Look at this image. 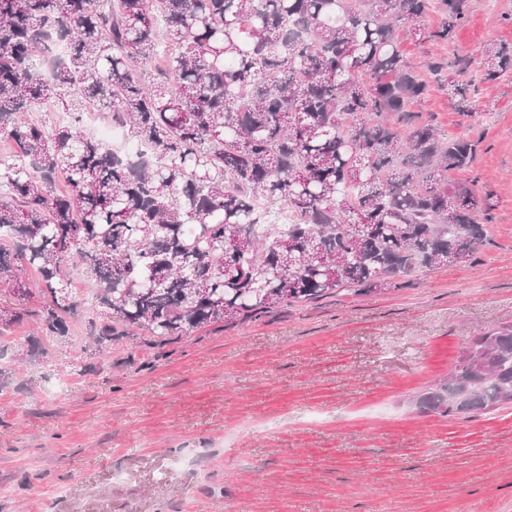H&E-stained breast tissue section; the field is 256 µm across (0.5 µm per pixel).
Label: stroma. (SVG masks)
I'll return each mask as SVG.
<instances>
[{"instance_id": "obj_1", "label": "stroma", "mask_w": 512, "mask_h": 512, "mask_svg": "<svg viewBox=\"0 0 512 512\" xmlns=\"http://www.w3.org/2000/svg\"><path fill=\"white\" fill-rule=\"evenodd\" d=\"M512 45V0H470L454 48ZM431 85L422 119L479 140L459 173L489 195L476 265L371 296H326L227 327L104 344L92 288L72 280L66 336L25 319L0 338V512H512V410L416 413L474 336L512 322V80L475 108Z\"/></svg>"}]
</instances>
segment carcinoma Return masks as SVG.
<instances>
[{"instance_id": "obj_1", "label": "carcinoma", "mask_w": 512, "mask_h": 512, "mask_svg": "<svg viewBox=\"0 0 512 512\" xmlns=\"http://www.w3.org/2000/svg\"><path fill=\"white\" fill-rule=\"evenodd\" d=\"M469 0H0V296L31 270L65 336L76 263L104 313L99 344L243 324L330 294H381L421 270L472 264L488 238L469 169L478 142L412 107L448 65L421 71L400 33L450 44ZM441 14L427 32L415 25ZM176 89L141 72L159 45ZM64 57H57L61 46ZM512 75V46L479 51ZM59 62L46 79L37 63ZM98 107L151 159L133 165L81 130ZM64 112L62 121L31 112ZM67 188L59 189V176ZM26 311L0 307V326ZM423 415L512 409V323L464 346L418 395Z\"/></svg>"}]
</instances>
